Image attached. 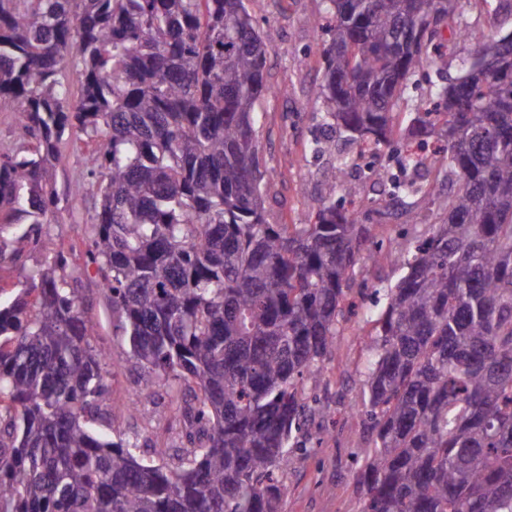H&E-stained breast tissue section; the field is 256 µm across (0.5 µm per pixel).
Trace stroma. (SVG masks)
I'll return each instance as SVG.
<instances>
[{
  "mask_svg": "<svg viewBox=\"0 0 512 512\" xmlns=\"http://www.w3.org/2000/svg\"><path fill=\"white\" fill-rule=\"evenodd\" d=\"M267 46L266 79L274 92L259 103L257 143L267 181L266 207L271 223L307 224L313 221L317 201L328 182L336 184V202L356 211L368 229L365 251L405 252L423 224L441 223L442 207H415L413 197L399 193L395 180H409L398 164L405 152L401 140L381 148L378 154H362L348 147V164L341 180H334V159L311 153L309 143L325 107L316 91L322 81V48L328 40L321 29V0H247ZM471 59L468 44L456 43L452 54L435 64L424 65L413 79L396 116L407 127L438 86L462 74ZM88 145L75 136L57 146L52 174L61 198L53 224L44 228L47 242L75 249L79 254L77 277L87 316L95 325L97 339L115 364L112 396L137 397L140 415L118 420L117 428L138 434L156 448H176L184 429L181 415L164 422L152 417L164 392L162 384L146 387L144 371L127 357V347L112 334V319L105 298L98 292L94 264L86 262L87 224L94 213L92 195L79 192L87 178ZM0 237L9 241L0 257V297L8 298L23 281V267H35L44 252L23 238L19 226L0 217ZM400 269L392 262L356 266L348 282V294L357 305L355 315L340 322L336 345L320 372L307 375L304 397L314 413L296 438V449L283 479L288 487L286 512H359L360 493L356 474L361 465L359 405L370 358L365 336L374 332L370 317L385 299L383 288L393 285Z\"/></svg>",
  "mask_w": 512,
  "mask_h": 512,
  "instance_id": "35a3bbf8",
  "label": "stroma"
}]
</instances>
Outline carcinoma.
Returning <instances> with one entry per match:
<instances>
[{
    "mask_svg": "<svg viewBox=\"0 0 512 512\" xmlns=\"http://www.w3.org/2000/svg\"><path fill=\"white\" fill-rule=\"evenodd\" d=\"M318 97L336 139L379 150L432 37L458 24L486 66L416 113L455 189L446 218L390 258L361 411L360 512H512V32L461 0H324ZM246 0H0V100L35 145L0 154V209L44 243L52 162L77 129L98 197L87 256L128 358L184 409L181 448L145 455L115 422L109 353L72 259L51 252L0 302V512H283L282 479L367 238L326 189L312 224H271L256 107L272 93ZM77 76V95L62 72Z\"/></svg>",
    "mask_w": 512,
    "mask_h": 512,
    "instance_id": "carcinoma-1",
    "label": "carcinoma"
}]
</instances>
